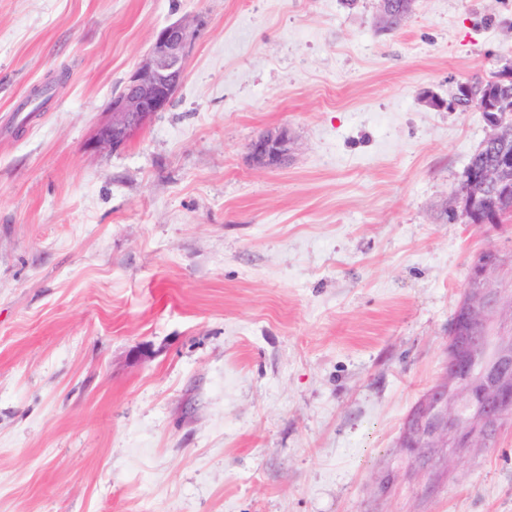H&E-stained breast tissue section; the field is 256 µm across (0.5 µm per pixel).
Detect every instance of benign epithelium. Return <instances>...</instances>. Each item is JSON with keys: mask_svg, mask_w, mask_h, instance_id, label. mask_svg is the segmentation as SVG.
I'll return each mask as SVG.
<instances>
[{"mask_svg": "<svg viewBox=\"0 0 512 512\" xmlns=\"http://www.w3.org/2000/svg\"><path fill=\"white\" fill-rule=\"evenodd\" d=\"M197 36L194 24L176 21L159 29L149 57L128 77L112 98V120L97 137L101 146L117 149L152 117L165 112L185 73L187 58ZM478 105L491 129L481 144L494 150L491 163L470 168L457 193L461 215L475 227L498 222L485 208L483 191H494L512 208L511 97H496L489 89L471 98L464 82L457 84L450 109ZM252 159L265 167L282 162L288 154V132H264L249 146ZM498 250L489 247L474 259L464 297L452 328L454 343L446 361L443 382L430 389L409 418L403 448H487L500 435L512 412V291L489 286L490 275L502 265Z\"/></svg>", "mask_w": 512, "mask_h": 512, "instance_id": "1", "label": "benign epithelium"}]
</instances>
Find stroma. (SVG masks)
<instances>
[{"instance_id": "35a3bbf8", "label": "stroma", "mask_w": 512, "mask_h": 512, "mask_svg": "<svg viewBox=\"0 0 512 512\" xmlns=\"http://www.w3.org/2000/svg\"><path fill=\"white\" fill-rule=\"evenodd\" d=\"M183 19L169 109L96 146ZM510 61L512 0H0V512H512V419L400 445L472 260L512 289V220L455 212L485 115L430 100ZM252 159L265 167H273L282 162L288 154V132H264L249 146Z\"/></svg>"}]
</instances>
